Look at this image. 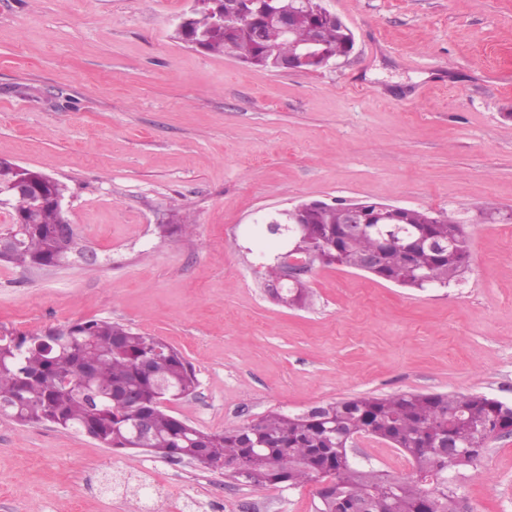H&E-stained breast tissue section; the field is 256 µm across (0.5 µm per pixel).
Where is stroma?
<instances>
[{
    "label": "stroma",
    "mask_w": 512,
    "mask_h": 512,
    "mask_svg": "<svg viewBox=\"0 0 512 512\" xmlns=\"http://www.w3.org/2000/svg\"><path fill=\"white\" fill-rule=\"evenodd\" d=\"M352 52L309 73L188 47V0H0V159L65 183L93 261L0 262V326L112 320L179 350L199 385L170 414L221 432L271 412L407 391L512 402V0H326ZM308 199L461 214L472 271L403 288L334 265L313 303L276 304L258 264L286 249L261 215ZM186 236H161L176 211ZM152 470L155 512H315L314 484L257 487L0 417V512H135L90 492ZM464 512H512V433L458 477Z\"/></svg>",
    "instance_id": "stroma-1"
}]
</instances>
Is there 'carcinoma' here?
Instances as JSON below:
<instances>
[{"mask_svg": "<svg viewBox=\"0 0 512 512\" xmlns=\"http://www.w3.org/2000/svg\"><path fill=\"white\" fill-rule=\"evenodd\" d=\"M319 34L335 57L350 52V35L342 24L329 20L316 27L300 24L293 41L280 38L261 24L227 21L209 26L199 17L174 32L176 39L202 50L230 54L256 68H271L267 52L286 55L293 44ZM31 193L67 194L66 186L48 174L6 159ZM26 214L31 223L5 240L0 261L24 267L72 263L68 242L56 233L58 212L49 204L36 211L28 199L15 200L12 215ZM415 243L386 248L375 277L403 278L402 286L425 290L448 288L469 271V239L461 237L456 251L438 257L421 234L448 238V228L460 224L451 214L409 209L404 214ZM344 222V204H324L307 213L305 229L293 238L295 255L318 252L314 263L331 265L336 254L346 267L357 269L361 258L379 243L376 227L366 225L340 247L327 245L326 233L336 234ZM307 287L283 289V305L307 306ZM68 335L43 331L15 334L0 329V414L21 425L51 423L63 430L85 433L105 448L134 444L135 423L147 422L144 446L161 458H193L211 470L215 463L247 457L254 486L293 489L318 479L336 483L337 493L318 499L316 512H347L351 503L367 500L369 512H420L434 493L435 512H459L458 494L450 473L473 465L487 448L486 439L512 427V403L479 394L406 392L386 397L371 395L340 399L302 414L271 412L246 425L213 433L195 428L169 414L165 403L187 398L198 386L193 366L180 351L155 336L133 331L110 320L78 321L65 326ZM150 362L149 371L140 361ZM112 392V399L102 397ZM370 435L407 454L413 469L392 476L346 457L345 440Z\"/></svg>", "mask_w": 512, "mask_h": 512, "instance_id": "cac0c4a2", "label": "carcinoma"}]
</instances>
